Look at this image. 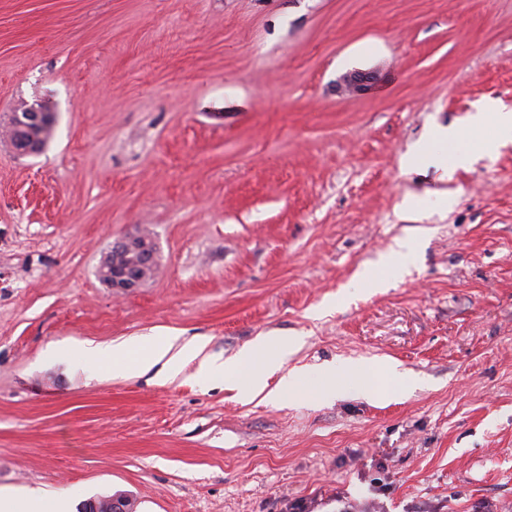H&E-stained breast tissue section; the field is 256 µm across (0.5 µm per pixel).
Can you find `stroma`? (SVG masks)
<instances>
[{
    "label": "stroma",
    "mask_w": 512,
    "mask_h": 512,
    "mask_svg": "<svg viewBox=\"0 0 512 512\" xmlns=\"http://www.w3.org/2000/svg\"><path fill=\"white\" fill-rule=\"evenodd\" d=\"M353 71L377 88L340 90ZM512 0H0V129L56 118L43 152L0 138V491L135 512H512ZM430 149L452 175L402 159ZM140 231L159 266L96 276ZM413 250L379 292L360 271ZM162 333L226 358L301 337L285 369L364 360L383 398L238 401L67 357ZM41 131L43 133V147L48 143L52 136L55 118L51 112H46L43 104L34 102L25 104L20 108V112L14 114V121L11 132V143L15 150L20 153H34L41 150V143L33 135V130L43 124ZM474 138L506 144L512 141V111L496 104H487L486 110L476 112L471 118ZM431 140H440L442 142H458L459 134L454 129H435L430 134L428 140L419 144L412 152H410L404 159L403 165L409 170L419 168L421 165L430 160L428 155V145ZM158 269L154 240L144 234L124 236L104 252L96 274L116 293H125L149 281Z\"/></svg>",
    "instance_id": "stroma-1"
}]
</instances>
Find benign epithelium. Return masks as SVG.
<instances>
[{
  "label": "benign epithelium",
  "instance_id": "7a95c632",
  "mask_svg": "<svg viewBox=\"0 0 512 512\" xmlns=\"http://www.w3.org/2000/svg\"><path fill=\"white\" fill-rule=\"evenodd\" d=\"M379 78L374 72L354 71L342 79L341 89L351 94H365L372 90ZM46 110L43 104H25L14 114L11 143L20 153L41 150V143L33 130L43 124ZM158 269L157 248L154 240L144 234L124 236L113 242L104 252L96 274L101 283L116 293L134 290L149 281ZM130 502L124 498L109 497L87 503L88 512H130Z\"/></svg>",
  "mask_w": 512,
  "mask_h": 512
}]
</instances>
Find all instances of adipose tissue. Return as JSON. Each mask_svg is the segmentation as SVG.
<instances>
[{"mask_svg": "<svg viewBox=\"0 0 512 512\" xmlns=\"http://www.w3.org/2000/svg\"><path fill=\"white\" fill-rule=\"evenodd\" d=\"M476 139L507 143L512 141V111L496 104H488L485 111L471 118ZM300 344L295 336L265 334L257 337L236 356L221 359L206 355V339L192 338L183 342L173 336H140L108 346L82 344L78 355L89 365L112 373L116 377H137L160 368L163 381L177 380L191 362H199L196 378L201 382L221 381L236 390L241 401L256 397L277 402L304 393L305 371L293 369L281 374L280 369ZM372 365L355 362L345 371L335 365L319 368L314 393L329 399L340 392L343 383L351 381L361 395L368 399L381 397L374 381Z\"/></svg>", "mask_w": 512, "mask_h": 512, "instance_id": "ef3b65f1", "label": "adipose tissue"}]
</instances>
